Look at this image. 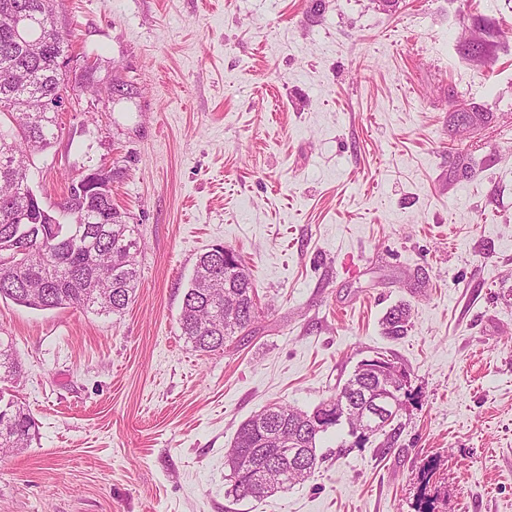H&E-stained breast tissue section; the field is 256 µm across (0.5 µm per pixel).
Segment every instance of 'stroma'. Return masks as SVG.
Returning a JSON list of instances; mask_svg holds the SVG:
<instances>
[{
	"label": "stroma",
	"instance_id": "1",
	"mask_svg": "<svg viewBox=\"0 0 512 512\" xmlns=\"http://www.w3.org/2000/svg\"><path fill=\"white\" fill-rule=\"evenodd\" d=\"M312 6L53 0L99 94L61 112L32 184L53 204L79 171L116 168L140 284L120 316L0 300L36 422L0 455V512H416L424 495L512 512V39L490 62L458 51L484 36L474 17L512 28V0ZM462 102L491 121L454 131ZM216 244L250 269L258 319L200 353L178 318ZM380 353L410 374L394 434L351 448L329 429L306 482L226 496L242 421L313 410ZM409 324V310L404 305L396 306L386 314L383 325L385 335L394 339L406 336Z\"/></svg>",
	"mask_w": 512,
	"mask_h": 512
}]
</instances>
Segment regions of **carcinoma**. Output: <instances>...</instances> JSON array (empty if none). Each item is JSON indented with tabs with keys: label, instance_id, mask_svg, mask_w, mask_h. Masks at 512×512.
Listing matches in <instances>:
<instances>
[{
	"label": "carcinoma",
	"instance_id": "1",
	"mask_svg": "<svg viewBox=\"0 0 512 512\" xmlns=\"http://www.w3.org/2000/svg\"><path fill=\"white\" fill-rule=\"evenodd\" d=\"M70 38L54 25L50 0H0V299L32 310L76 308L98 314H121L139 284L136 254L140 239L129 213L112 200L79 195L76 180L46 214L36 211L40 195L29 182L33 153L48 148L61 131L59 110H45L43 100H61L69 77L60 62L72 57ZM495 41L479 40L460 53L473 60H492ZM491 113L479 106L459 104L451 124L480 126ZM237 305L235 321H224V305ZM257 319V293L251 272L235 250L219 249L199 257L184 294L178 325L181 336L196 352H215L224 343L251 335ZM409 310L396 306L386 314L385 335L398 339L408 332ZM23 377L13 344L0 337V437L9 435L16 448H26L36 422L27 407L5 399L7 383ZM365 375L357 372L326 404L339 407L362 392ZM302 412L288 406L264 408L241 423L226 455L227 496L236 501L264 499L306 480L323 461L317 440L323 431L290 429ZM281 426L286 437L306 448L304 458L281 478L274 456L279 450L272 436Z\"/></svg>",
	"mask_w": 512,
	"mask_h": 512
}]
</instances>
